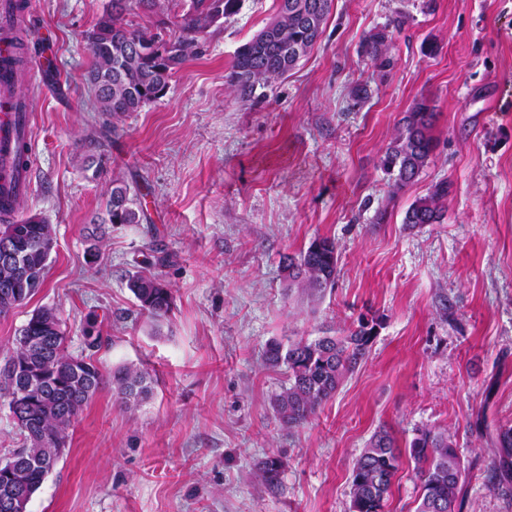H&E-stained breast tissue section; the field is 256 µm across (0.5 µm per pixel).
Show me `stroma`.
I'll return each mask as SVG.
<instances>
[{"label": "stroma", "instance_id": "35a3bbf8", "mask_svg": "<svg viewBox=\"0 0 512 512\" xmlns=\"http://www.w3.org/2000/svg\"><path fill=\"white\" fill-rule=\"evenodd\" d=\"M107 2L28 0L67 95L35 98L19 213L52 224L55 244L43 287L0 317V364L49 307L71 353L107 378L137 366L152 393L125 405L104 383L29 512H351L352 466L382 429L401 451L387 510L415 512L409 443L431 428L456 441L462 512H512L488 472L512 425V0H335L311 54L246 103L224 76L277 0H241L163 98L121 117L85 81L84 36ZM396 18L383 66L365 46ZM420 99L437 147L395 194L381 159ZM443 179V220L404 223ZM121 184L141 223L105 222ZM317 237L335 240L339 273L313 299L280 266ZM146 267L173 294L159 321L128 288ZM362 317L377 336L353 374L307 424L282 425L288 370L265 363L268 343L343 336ZM269 455L284 464L276 491L256 476Z\"/></svg>", "mask_w": 512, "mask_h": 512}]
</instances>
